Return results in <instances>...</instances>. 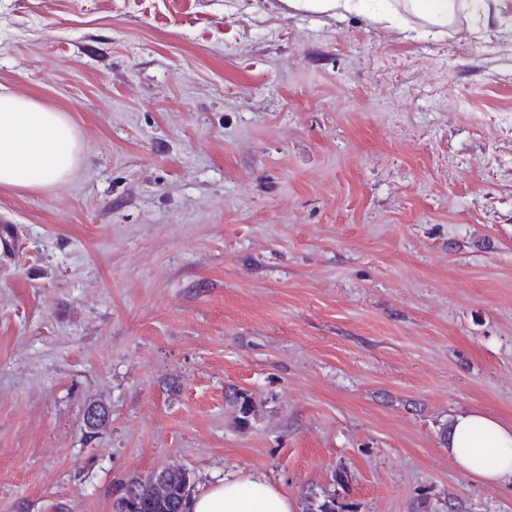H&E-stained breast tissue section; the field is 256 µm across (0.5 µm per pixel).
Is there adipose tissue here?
I'll use <instances>...</instances> for the list:
<instances>
[{
  "label": "adipose tissue",
  "mask_w": 512,
  "mask_h": 512,
  "mask_svg": "<svg viewBox=\"0 0 512 512\" xmlns=\"http://www.w3.org/2000/svg\"><path fill=\"white\" fill-rule=\"evenodd\" d=\"M390 13L405 12L431 26H447L462 11L512 32V0H382ZM80 159L76 129L66 113L37 101L0 93V187L39 190L66 179ZM444 446L466 477L487 485H512V425L479 411L455 416ZM188 512H297L265 474L225 476L191 496Z\"/></svg>",
  "instance_id": "adipose-tissue-1"
}]
</instances>
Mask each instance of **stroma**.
I'll return each mask as SVG.
<instances>
[{
	"mask_svg": "<svg viewBox=\"0 0 512 512\" xmlns=\"http://www.w3.org/2000/svg\"><path fill=\"white\" fill-rule=\"evenodd\" d=\"M412 22L0 0V92L81 147L0 188V512H114L169 466L512 512L443 446L464 411L512 424V34Z\"/></svg>",
	"mask_w": 512,
	"mask_h": 512,
	"instance_id": "35a3bbf8",
	"label": "stroma"
}]
</instances>
